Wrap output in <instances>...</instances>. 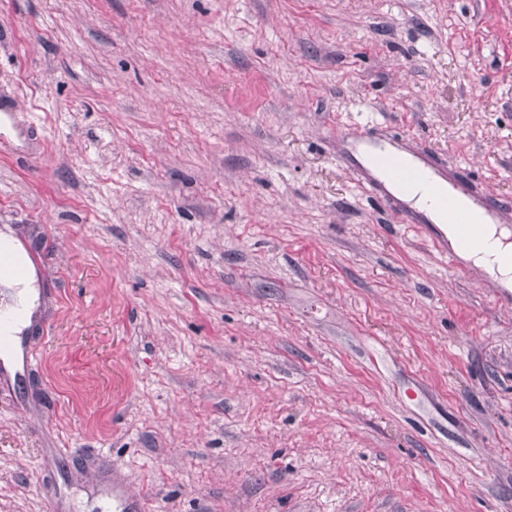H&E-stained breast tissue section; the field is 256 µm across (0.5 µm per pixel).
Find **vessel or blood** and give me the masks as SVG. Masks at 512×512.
Instances as JSON below:
<instances>
[{
	"instance_id": "vessel-or-blood-1",
	"label": "vessel or blood",
	"mask_w": 512,
	"mask_h": 512,
	"mask_svg": "<svg viewBox=\"0 0 512 512\" xmlns=\"http://www.w3.org/2000/svg\"><path fill=\"white\" fill-rule=\"evenodd\" d=\"M330 133L339 146L340 160L358 186L389 204L402 223L416 225L455 270L464 268L459 247L474 244L478 227L512 223L511 208L479 193L472 180L437 163L406 136L386 135L375 126L354 128L340 123ZM450 226L455 236H448Z\"/></svg>"
}]
</instances>
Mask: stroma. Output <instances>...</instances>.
Wrapping results in <instances>:
<instances>
[{
    "instance_id": "obj_1",
    "label": "stroma",
    "mask_w": 512,
    "mask_h": 512,
    "mask_svg": "<svg viewBox=\"0 0 512 512\" xmlns=\"http://www.w3.org/2000/svg\"><path fill=\"white\" fill-rule=\"evenodd\" d=\"M1 97L0 512H512V296L328 133L512 206V0H0ZM17 274L16 269L9 261H4L0 268V278L9 279ZM7 288H16V291L11 294L16 305L12 307V310L21 312L29 306L34 299V293L32 291L31 280L26 278L24 280H5Z\"/></svg>"
}]
</instances>
